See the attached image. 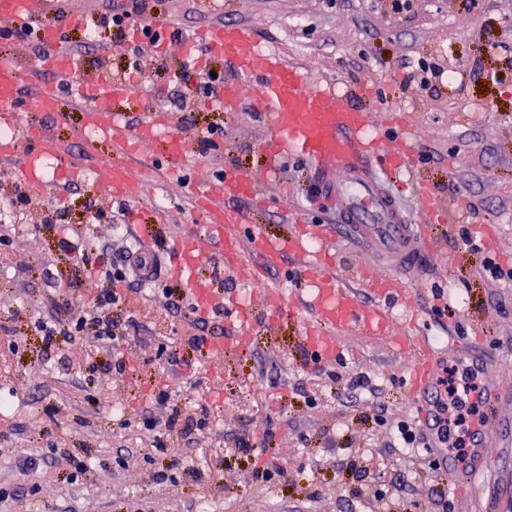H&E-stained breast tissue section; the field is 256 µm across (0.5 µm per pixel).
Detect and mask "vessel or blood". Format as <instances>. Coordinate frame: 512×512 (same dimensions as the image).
Listing matches in <instances>:
<instances>
[{"mask_svg":"<svg viewBox=\"0 0 512 512\" xmlns=\"http://www.w3.org/2000/svg\"><path fill=\"white\" fill-rule=\"evenodd\" d=\"M0 18L8 19L14 29L28 28L33 21L29 0H0ZM39 38L47 52L39 59L35 71L28 73L14 62L0 61V117L18 129L15 137L0 140L1 165L16 164L23 181L41 185L47 192L78 180L89 163L107 154L111 157L108 179L101 189L112 199L130 203L142 190L141 184L129 175L141 143L162 139L165 154L175 166L195 155L194 141L174 131L168 112L147 113L134 129L113 117L107 135H100L101 115L111 114L113 100L138 97L140 81L109 76L86 78L80 63L63 49L58 26L40 27ZM181 49L184 54L195 56L200 71L208 68L213 58L232 57L234 71L225 76L219 91L222 107L236 110L244 87H256L253 102L269 119L271 156L295 155L312 164L321 192L336 209V221L332 224L299 222L285 237L256 232L243 235V215L225 214L223 198L228 192L252 198L256 187L246 175L235 172L225 175L219 187L191 192L194 209L207 223L205 234H179L168 250L159 253L153 248L155 225H138L136 241L152 266L163 268L170 278L185 283L203 315L218 313L237 322L239 331L234 336L208 342V355L220 358L228 351H247L249 328L255 316H262L266 324L272 325L287 316L293 306L308 310L302 340L306 349L322 360L337 358L335 335L388 337V304L399 298L400 274L418 271L424 264L429 252L425 230L438 209L436 198L430 197L412 213L396 198L398 179L412 163L410 139L404 134V116L397 114L391 119V128H397V135L371 130L370 113L354 104L353 91L310 86L298 67L261 48L241 24L211 25L184 41ZM44 70L55 75V82L41 79ZM63 80L77 87L80 98L92 101L83 110L85 136L77 152L70 151L53 128L29 122L25 115L34 99L41 111L65 122L66 115L59 110V83ZM51 162L56 165V176L46 182L40 175ZM340 234L359 243L369 256L353 273L359 286L368 288L381 300L380 305L370 310L362 309L353 289L337 271L332 250L333 241ZM315 242L320 243V251H311ZM248 252L269 265L288 255L303 257L313 272L309 296H299L291 302L281 289L270 288L264 291L260 304L243 300L225 306L223 289L216 286L212 277L203 275L201 269L208 263L227 272L236 270ZM457 346L454 340L442 347L423 345L409 370L407 393L429 452L441 470L457 475L458 495L464 499L488 472L486 447L512 436V405L505 406L498 423L484 426L473 437L468 464L458 468L435 436L434 411L439 399L436 366L445 351Z\"/></svg>","mask_w":512,"mask_h":512,"instance_id":"vessel-or-blood-1","label":"vessel or blood"}]
</instances>
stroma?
Returning a JSON list of instances; mask_svg holds the SVG:
<instances>
[{"label": "stroma", "mask_w": 512, "mask_h": 512, "mask_svg": "<svg viewBox=\"0 0 512 512\" xmlns=\"http://www.w3.org/2000/svg\"><path fill=\"white\" fill-rule=\"evenodd\" d=\"M389 0H149L164 30L142 35L136 60L147 82L141 96L113 101L112 109L137 127L143 113L169 108L170 86L182 84L193 68L173 43L174 31L188 34L216 23H241L262 46L299 65L311 82L340 88L373 86L374 95L356 97L377 122L406 114L412 125L416 182L403 201L419 207L435 195L448 208L442 222L428 226L431 266L417 287L392 308L391 333L417 334L439 345L459 337L462 345L485 347L503 381L512 369V280L482 274L490 257L512 268V236L474 253L464 248L462 230L482 239L486 230L512 225V0H412L396 17ZM167 41L156 55L155 40ZM65 48L87 72L119 77L127 62L120 45L83 27L68 28ZM434 58L447 70L435 93L405 82V63ZM180 132L200 139L219 126L223 139L207 154L182 166L164 184L146 186L135 205L93 191L91 180L72 182L61 196L28 189L29 203L16 211L10 195L17 175L0 165V487L14 495L0 512H41L43 501L57 512H438L433 481L409 478L427 463L424 448L390 450L394 433L369 421L377 410L390 419L414 421L403 386L411 352H394L389 341L337 338L340 362H307L301 331L306 318L289 314L276 328L255 324L246 353L212 359L193 347L195 336H227L233 325L196 312L192 303L167 307L162 289L174 296L187 286L164 277L125 288L123 303L110 309L117 325L134 320L137 333L114 352L99 349L91 336H57L44 345L37 318L88 311L84 258H115L133 245L131 216L149 224L168 214L154 242L165 250L176 233L203 232L189 190L216 185L222 172H245L263 193L251 200L228 196L227 209L242 212L250 228L269 235L287 233L293 221L331 224L335 216L316 197V181L299 157L270 159L267 122L249 102L227 112L212 100L196 102L176 115ZM58 210L62 221L43 223ZM73 241L74 249L63 246ZM299 257L272 268L248 256L238 273L218 284L225 295L246 289L261 297L279 287L288 297L305 293ZM443 296H436V289ZM445 307L435 316L433 307ZM176 350L187 366L171 368L163 349ZM124 361V371L85 380L95 360ZM368 376L373 390L352 394L338 370ZM169 389L184 415L210 414L204 433L184 440L173 434L166 454H155L144 417L167 419L169 407L153 404L155 391ZM273 430L269 453L288 469L286 478L264 486L248 479V458L236 450L240 436ZM58 451L44 459L47 441ZM363 458L371 477L388 485L384 502L357 501L348 490L355 476L342 466L350 454ZM91 467L72 480L71 461Z\"/></svg>", "instance_id": "stroma-1"}]
</instances>
